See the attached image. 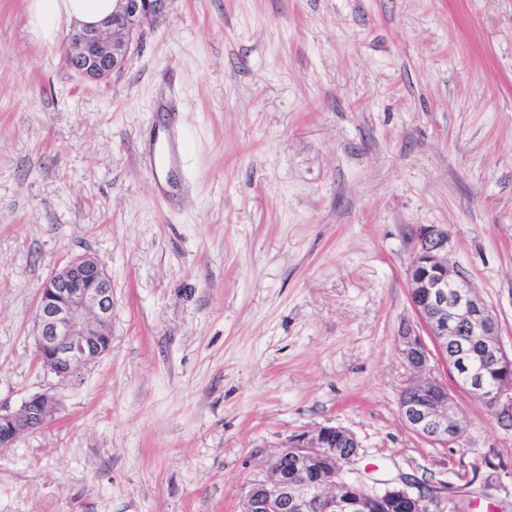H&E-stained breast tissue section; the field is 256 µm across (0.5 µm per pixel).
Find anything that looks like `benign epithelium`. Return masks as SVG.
<instances>
[{"mask_svg": "<svg viewBox=\"0 0 512 512\" xmlns=\"http://www.w3.org/2000/svg\"><path fill=\"white\" fill-rule=\"evenodd\" d=\"M170 0H116L112 15L94 27H76L63 45L67 65L89 79H102L122 69L133 42L145 26L161 17ZM410 300L423 333L406 331L400 352L418 379L409 383L413 396H400L399 411L419 437L448 444L460 441L465 427L458 419L448 383L432 376L431 362L456 372L457 356L448 343L464 334L481 350V371L457 384L480 400H489L498 423L512 428V384L489 391L482 382L488 372L512 364L499 340L497 322L484 301L448 266V231L422 226L407 269ZM112 324V279L105 265L84 254L68 256L60 269L39 287L35 310L38 362L62 379L108 353ZM57 401L43 393L28 398L17 412L0 411V447H12L26 431L45 425ZM360 443L350 430L328 423L303 431L270 459L262 478L253 481L241 512H374L385 497L403 501L410 512H441L432 493H413L407 486L372 492L358 482L357 496H347L345 466Z\"/></svg>", "mask_w": 512, "mask_h": 512, "instance_id": "7a95c632", "label": "benign epithelium"}]
</instances>
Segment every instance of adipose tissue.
<instances>
[{
	"instance_id": "ef3b65f1",
	"label": "adipose tissue",
	"mask_w": 512,
	"mask_h": 512,
	"mask_svg": "<svg viewBox=\"0 0 512 512\" xmlns=\"http://www.w3.org/2000/svg\"><path fill=\"white\" fill-rule=\"evenodd\" d=\"M28 25L42 41H53L61 21L95 26L109 17L114 0H26Z\"/></svg>"
}]
</instances>
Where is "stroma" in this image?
Listing matches in <instances>:
<instances>
[{
    "instance_id": "35a3bbf8",
    "label": "stroma",
    "mask_w": 512,
    "mask_h": 512,
    "mask_svg": "<svg viewBox=\"0 0 512 512\" xmlns=\"http://www.w3.org/2000/svg\"><path fill=\"white\" fill-rule=\"evenodd\" d=\"M0 0V512H240L288 437L352 431L350 479L512 512V431L449 383L461 443L418 437L397 341L415 233L512 354V0H171L126 66L68 67ZM186 147L170 199L158 132ZM71 253L112 277V345L36 362L37 290ZM57 401L43 393L28 398L18 412H2L0 409V447H12L26 431L45 425L55 414Z\"/></svg>"
}]
</instances>
